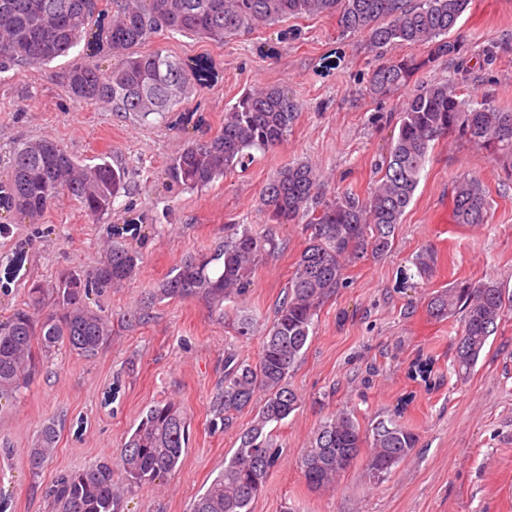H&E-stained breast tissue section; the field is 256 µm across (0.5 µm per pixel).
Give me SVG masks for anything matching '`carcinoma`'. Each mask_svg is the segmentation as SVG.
I'll return each instance as SVG.
<instances>
[{"label": "carcinoma", "instance_id": "carcinoma-1", "mask_svg": "<svg viewBox=\"0 0 512 512\" xmlns=\"http://www.w3.org/2000/svg\"><path fill=\"white\" fill-rule=\"evenodd\" d=\"M468 6L469 0H0V72L50 63L92 34L90 56L66 72L69 97L78 103L110 104L145 121L153 114L175 112L195 87L214 75L207 60L189 69L161 49L141 50L157 34L222 44L261 24L324 14L337 16L344 32L364 36L374 49L427 46L424 58L389 59L373 71L365 92L383 97L409 84L425 65L456 52L448 35ZM298 110L284 87L242 94L213 135L182 144L162 171L166 187L174 193L203 188L226 170L244 165L252 149L280 143ZM452 133L489 150L512 170V110L485 103L474 107L459 98L448 80L427 85L408 99L400 112L397 138L367 194L346 191L325 200L319 176L303 163L281 169L265 185L261 203L268 219L291 224L309 217L304 224L309 241L257 359H240L232 350L224 353V387L216 394L210 423L224 425L250 407L256 413L239 434L224 470L193 501L190 512H251L252 501L262 493L268 471L278 460L274 426L301 403L290 378L314 316L343 284L348 263L391 249L432 142ZM10 172L0 190L7 192L16 213L29 219L66 194L88 217L101 222L126 189L124 170L106 160L83 165L49 137L26 140L15 148ZM452 203L456 223H487L490 203L478 179L457 181ZM277 250L273 237L234 227L210 252L185 257L161 282L157 296L202 298L222 314L224 301L244 293L255 267ZM142 260L136 247L115 242L94 268L66 270L51 283L33 284L27 305L0 322V399L28 387L53 351L64 348L88 356L105 346L108 319L89 305V296L133 277ZM511 310L512 296H505L491 278L461 282L429 298L427 311L436 319L462 314L451 361L455 374L463 378L474 370L490 336ZM431 374L427 358L409 372L423 382ZM190 426L179 403L154 404L124 443L117 463L99 461L56 478L49 490L55 512H120L121 489L151 484L176 470L188 448ZM57 438L55 423L43 426L29 453L32 470H40L51 458ZM418 441L411 428L393 418L364 428L353 414L338 410L319 425L302 455L301 469L308 487L327 489L362 450H368L370 471L380 476L406 459Z\"/></svg>", "mask_w": 512, "mask_h": 512}]
</instances>
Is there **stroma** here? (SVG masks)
Returning <instances> with one entry per match:
<instances>
[{
  "label": "stroma",
  "mask_w": 512,
  "mask_h": 512,
  "mask_svg": "<svg viewBox=\"0 0 512 512\" xmlns=\"http://www.w3.org/2000/svg\"><path fill=\"white\" fill-rule=\"evenodd\" d=\"M450 37L457 52L421 69L416 83L451 79L463 98L511 109L512 0H471ZM151 45L186 62L205 57L216 64L217 79L182 102L176 126L156 114L143 123L108 106L72 101L63 76L80 61L78 47L49 64L0 73V181L9 175L16 143L49 136L83 164L105 160L124 168L128 186L101 224L67 196L26 223L0 208V224L11 229L0 236V320L27 302L33 282L54 281L65 268L96 266L123 225L139 224L129 240L143 254L133 279L95 298L112 325L108 344L92 356L55 351L28 388L0 405L6 512H52L48 491L56 477L119 459L142 416L164 400L186 411L189 446L171 475L125 493L122 512H189L253 417L245 411L230 427L210 424L224 382V353L257 358L306 245L301 225L268 224L262 187L280 169L305 162L321 174L327 195L365 194L397 137L410 95L405 89L387 98L363 96L381 55L364 37L342 32L333 16L260 25L221 45L165 33ZM273 85L286 87L300 105L279 146L255 151L245 167L228 169L201 190L165 188L161 171L185 139L212 135L244 92ZM471 176L485 187L490 210L487 223L465 226L453 219L451 185ZM230 224L272 233L280 245L234 302L257 321L247 339L236 338L202 299L152 296L182 258L223 241ZM425 249L437 261L422 277L414 260ZM16 253L23 263L9 279L6 259ZM488 275L512 292V173L473 143L449 135L430 150L391 251L351 264L342 288L315 315L292 376L303 403L275 430L280 457L252 512H512V314L462 380L449 369L458 318L440 321L427 312L432 294ZM135 311L141 314L136 321ZM424 354L436 360L428 387L407 377ZM342 408L364 425L398 414L419 443L389 474L373 476L362 456L334 487L312 490L300 458L320 421ZM49 421L60 436L53 457L35 472L29 451Z\"/></svg>",
  "instance_id": "35a3bbf8"
}]
</instances>
